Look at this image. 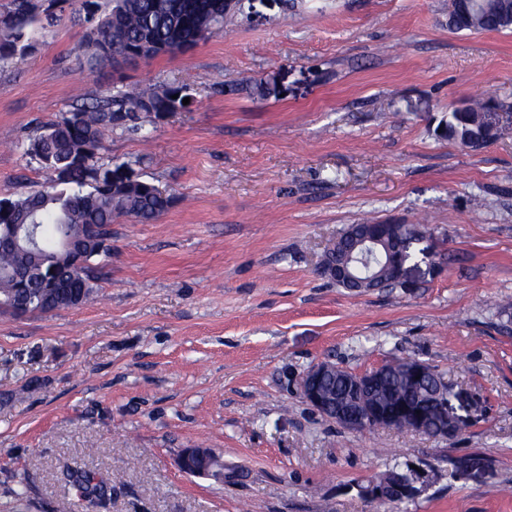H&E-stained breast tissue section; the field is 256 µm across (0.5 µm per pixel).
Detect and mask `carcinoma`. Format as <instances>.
Segmentation results:
<instances>
[{
  "label": "carcinoma",
  "instance_id": "carcinoma-1",
  "mask_svg": "<svg viewBox=\"0 0 512 512\" xmlns=\"http://www.w3.org/2000/svg\"><path fill=\"white\" fill-rule=\"evenodd\" d=\"M85 13L89 33L85 46L90 61L101 64L118 58L152 59L170 53L183 44H197L216 30L224 28V0H113L112 8L97 15L93 0H66ZM55 15L41 8L38 0H11V7L0 13V61L28 48V30L38 24L46 28ZM448 26L458 31H503L512 29L494 13H481L476 0H448ZM249 89L262 97L275 93L268 83L249 79L228 86V91ZM178 98H172V95ZM188 97L182 86L162 89L126 90L117 88L89 105L75 107L55 121L40 126L29 140L26 155L38 161L46 171L63 169L68 177L57 184L27 196L0 199V228L5 224H33L34 243L16 250H0V308L15 315L69 309L80 299L93 294L92 268L81 264L84 256L95 257L97 237L110 235L111 224L121 218L146 224L156 220L173 204L174 197L153 183L136 176L121 189L112 190L113 180L125 179L133 172L127 162L100 164L96 160L101 135L106 129L138 131L145 119L161 112L187 109ZM504 103L489 99L468 103L467 112H452L442 120L441 136L458 144L482 131L484 112ZM368 228L350 224L336 238V260L355 243V236ZM392 257L378 248L361 251L355 266L359 277L377 273L381 288H397V266L421 260L432 238L424 224H388ZM54 283L43 288L39 277ZM412 359L387 363L382 384L368 395V403L392 411L412 403L433 385L424 379L421 389L413 390L407 377ZM85 493L86 507L105 503V493L93 478L76 471L69 474Z\"/></svg>",
  "mask_w": 512,
  "mask_h": 512
}]
</instances>
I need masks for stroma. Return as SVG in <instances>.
Returning <instances> with one entry per match:
<instances>
[{"mask_svg":"<svg viewBox=\"0 0 512 512\" xmlns=\"http://www.w3.org/2000/svg\"><path fill=\"white\" fill-rule=\"evenodd\" d=\"M55 14L0 62V197L48 182L26 146L80 99L179 84L192 103L103 132L99 162L176 201L112 224L92 299L0 310V512H85L76 469L104 512H512V130L477 151L437 131L460 103L512 104V30L450 29L448 0H239L188 52L93 66L82 14ZM244 76L276 94L223 92ZM370 219L428 225L443 273L412 295L321 275ZM396 358L444 374L465 430L353 432L299 395L317 362ZM188 448L222 455L223 482L183 472ZM471 455L483 469L449 478ZM405 464L413 498L360 496ZM368 227H369V224H351V225H348L338 235L336 240H334L332 243H330L329 246L327 247V249L325 250V253H324V256H323L320 268H319L321 274L334 279L332 274L330 273V271L326 269V266H325V263H324L325 255L331 249H333L335 244H336V262L341 260L342 257L346 254V252H348V250L355 243V236H358L359 234H361V232L364 229L368 228ZM70 477L85 493L86 508H98L105 503V493L97 484H92L93 478L87 475L71 472Z\"/></svg>","mask_w":512,"mask_h":512,"instance_id":"1","label":"stroma"}]
</instances>
